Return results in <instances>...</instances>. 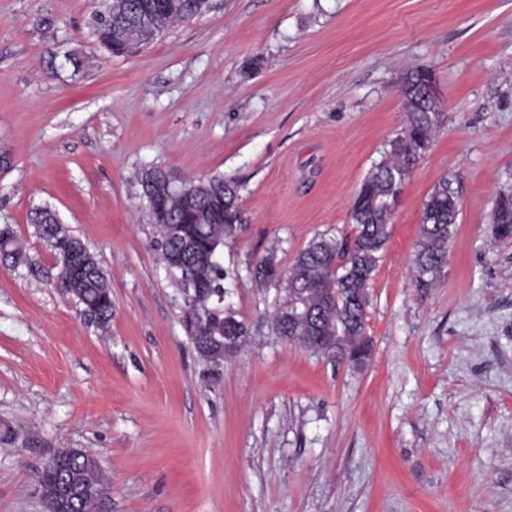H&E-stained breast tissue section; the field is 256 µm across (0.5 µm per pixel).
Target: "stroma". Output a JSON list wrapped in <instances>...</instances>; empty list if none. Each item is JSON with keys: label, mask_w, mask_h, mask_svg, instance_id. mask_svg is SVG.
<instances>
[{"label": "stroma", "mask_w": 512, "mask_h": 512, "mask_svg": "<svg viewBox=\"0 0 512 512\" xmlns=\"http://www.w3.org/2000/svg\"><path fill=\"white\" fill-rule=\"evenodd\" d=\"M105 0H0V512H41L37 470L94 453L111 512H512V0H208L141 52L109 54ZM78 56L74 69L70 56ZM444 106L405 181L353 369L277 336L289 267L350 208L406 121L401 78ZM233 178L224 305L249 330L212 377L182 325L140 174ZM460 199L448 264L420 285L422 204ZM51 206L100 262L98 328L57 286L31 218ZM494 238L499 242L512 241V194L500 195L491 214Z\"/></svg>", "instance_id": "35a3bbf8"}]
</instances>
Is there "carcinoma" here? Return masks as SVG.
<instances>
[{
	"label": "carcinoma",
	"instance_id": "cac0c4a2",
	"mask_svg": "<svg viewBox=\"0 0 512 512\" xmlns=\"http://www.w3.org/2000/svg\"><path fill=\"white\" fill-rule=\"evenodd\" d=\"M166 0H109L96 34L112 54L125 48L122 29L112 23L119 17L135 16L152 32L199 14L207 0H180L172 12ZM429 70L418 68L406 74L401 89L406 96V125L391 141L389 158L366 177L354 197L350 217L353 238L315 237L299 251L287 270L268 257L254 269L255 279L265 286L285 285L288 306L274 316V329L289 339L306 337L301 348L312 353L350 360L369 357L371 338L366 336L369 287L390 237L393 207L409 174L429 150L442 113L430 98L425 84ZM166 172L149 169L142 173L144 197L160 210L167 223L158 225L162 262L179 274L189 272L192 287L213 293L224 289L219 256L235 238L241 223L238 184L231 178L211 177L199 181L202 189L190 194L162 191ZM460 212L457 194L441 179L423 204L415 268L419 278L435 277L448 263V249ZM36 234L50 244L61 264L58 286L71 291L83 308L106 326L112 319V296L97 259L59 222L48 208L32 219ZM494 238L512 241V194L501 195L491 214ZM14 262L24 252L13 232L0 231ZM183 326L198 357L218 373L224 362V336H246L245 324L234 313L213 312L200 303L184 312ZM82 478L92 489L110 490V482L97 458L85 451L72 456L60 471L61 480Z\"/></svg>",
	"mask_w": 512,
	"mask_h": 512
}]
</instances>
